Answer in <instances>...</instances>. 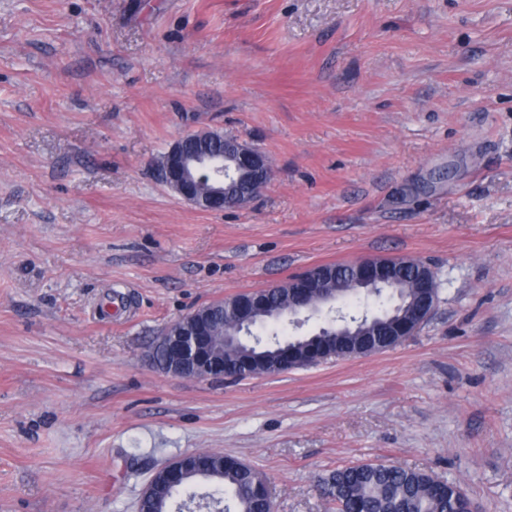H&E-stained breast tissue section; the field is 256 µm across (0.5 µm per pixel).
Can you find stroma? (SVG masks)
<instances>
[{
    "mask_svg": "<svg viewBox=\"0 0 512 512\" xmlns=\"http://www.w3.org/2000/svg\"><path fill=\"white\" fill-rule=\"evenodd\" d=\"M214 128L273 177L204 212L153 165ZM415 258L431 319L281 375L168 376L171 323L315 265ZM213 452L275 512L385 462L512 512V0H0V512H136ZM436 306V298L417 304L411 316L393 322L392 329L381 338H365L362 346L369 351L368 356L376 355L398 346L403 340L414 336L431 318ZM207 453H188L178 456L172 459L171 461L167 462L165 465L160 467L152 476L151 480L147 484L146 490L143 493L141 499L150 492L155 482L164 483L166 485H169L171 488L176 489L181 488L183 486V488L178 492L179 496H194L197 493L196 487L198 481L192 477L189 478V480H187V478L192 473H194L196 475L201 476V479H203V476H205L206 474L201 460L206 456ZM189 457H193L194 460L191 461ZM185 481L186 483L182 485V483Z\"/></svg>",
    "mask_w": 512,
    "mask_h": 512,
    "instance_id": "stroma-1",
    "label": "stroma"
}]
</instances>
